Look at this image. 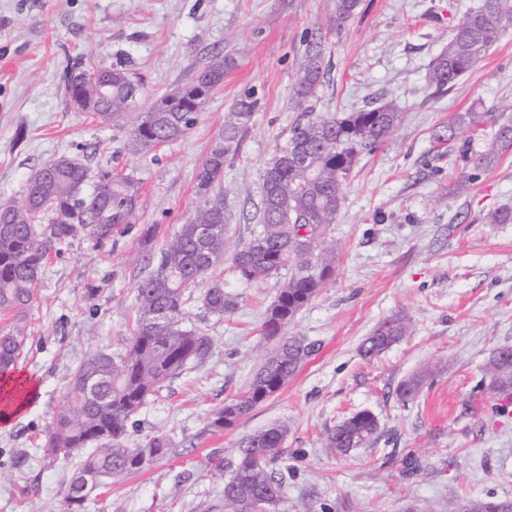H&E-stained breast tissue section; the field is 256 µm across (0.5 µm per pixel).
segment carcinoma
<instances>
[{"mask_svg":"<svg viewBox=\"0 0 512 512\" xmlns=\"http://www.w3.org/2000/svg\"><path fill=\"white\" fill-rule=\"evenodd\" d=\"M358 6L359 0H335L336 31H341ZM511 25L512 0H481L464 14L448 45L432 62L427 87L438 91L452 87ZM324 53L325 36L320 35L308 42L299 59L291 98L302 115L265 169L274 173V184L262 188L258 223L250 237L230 241L224 194L215 190L225 160L238 152L253 116L255 104L245 95L224 113V128L198 173V200L192 214L164 248L146 249L138 256L146 274L136 284L131 344L115 356L99 349L80 363L48 438L47 451L58 457L63 448L87 447L93 436L108 437L79 458L73 477L93 475L108 485L140 470L136 449L125 443L129 421L188 362L210 349L209 339L186 318L194 288L205 286V313L222 318L237 305V297L224 290V274L248 285L271 281L277 285L262 324L263 335L277 342L248 387L213 414L211 427L232 426L288 384L310 355L311 345L288 335L286 328L333 276L332 226L344 202V180L358 159L383 143L400 120V108L393 102L346 113L314 111L312 100L325 78ZM231 65V60L215 57L191 81L157 98L132 121L129 115L138 85L124 69L93 64L74 69L67 77V95L74 106L79 94L88 98L94 84L107 80L108 96L92 114L104 124H129L126 149L142 155L188 133L223 83L224 69ZM487 116L476 110L458 112L433 140L451 151L459 131L478 126ZM511 152L512 123L503 122L477 155L476 165L491 168ZM141 190V181L130 174L94 176L80 160L59 157L44 163L28 180L21 198L0 196V313L11 315L0 329V379L17 372L27 332L23 312L32 305L51 256L81 231L98 247L112 241L131 223ZM408 332L406 318H388L364 340L362 352L376 356ZM489 373L494 390L512 388V347L494 350ZM81 379L93 380L96 390L84 394L77 385ZM377 432L376 416L361 411L330 431L325 446L346 453L370 443ZM287 435V425L275 424L240 443L234 476L224 485V512H250L257 501L273 509L282 500L285 485L273 464ZM448 512H512V504L469 498L453 502Z\"/></svg>","mask_w":512,"mask_h":512,"instance_id":"carcinoma-1","label":"carcinoma"}]
</instances>
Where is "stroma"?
Listing matches in <instances>:
<instances>
[{
    "label": "stroma",
    "mask_w": 512,
    "mask_h": 512,
    "mask_svg": "<svg viewBox=\"0 0 512 512\" xmlns=\"http://www.w3.org/2000/svg\"><path fill=\"white\" fill-rule=\"evenodd\" d=\"M479 2L360 0L338 31L334 0H0V195L21 196L61 156L142 183L132 223L111 244L76 235L41 276L19 360L39 391L0 430V512H68L74 463L47 456L44 442L71 374L98 349L125 351L142 276L134 255L160 250L192 213L224 114L247 93L257 105L219 187L231 238L249 237L264 170L297 118L290 90L315 34L326 38L329 70L317 111L393 100L402 112L348 176L333 226L336 274L288 327L313 352L279 392L214 430L213 411L246 388L270 346L262 323L276 288L227 279L238 304L221 319L193 301L189 319L210 340L207 356L188 362L127 428L128 446L163 433L169 453L97 488L80 512H214L242 439L273 424L288 427L276 512H446L458 499L512 501V390H490L488 372L493 351L512 347V223L487 221L512 208V153L491 168L474 164L495 120L512 118V28L452 90L426 86L454 25ZM218 55L235 64L207 112L184 138L143 156L124 150L127 128L67 105V76L88 60L136 76L139 112ZM474 107L490 120L439 155L433 132ZM461 171L472 184L459 195ZM395 315L408 319V335L364 358L363 339ZM412 378L420 390L402 400L398 388ZM363 410L378 419L374 441L345 454L325 448L328 432Z\"/></svg>",
    "instance_id": "35a3bbf8"
}]
</instances>
